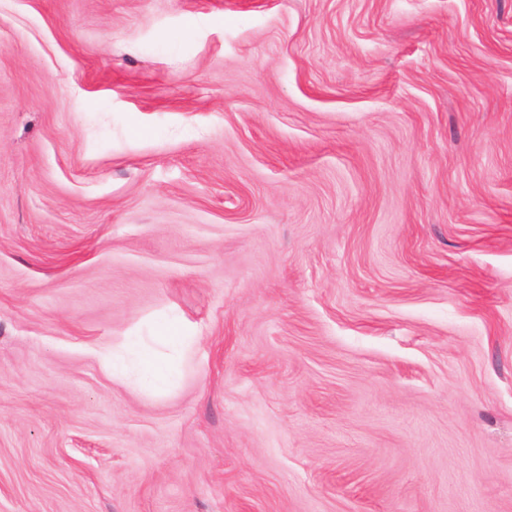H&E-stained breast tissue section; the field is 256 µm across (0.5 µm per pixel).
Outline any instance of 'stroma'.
<instances>
[{
  "instance_id": "35a3bbf8",
  "label": "stroma",
  "mask_w": 512,
  "mask_h": 512,
  "mask_svg": "<svg viewBox=\"0 0 512 512\" xmlns=\"http://www.w3.org/2000/svg\"><path fill=\"white\" fill-rule=\"evenodd\" d=\"M0 512H512V0H0ZM140 367L143 374L150 378L156 387H163L168 380L169 369L163 365L151 352L143 351L140 356Z\"/></svg>"
}]
</instances>
